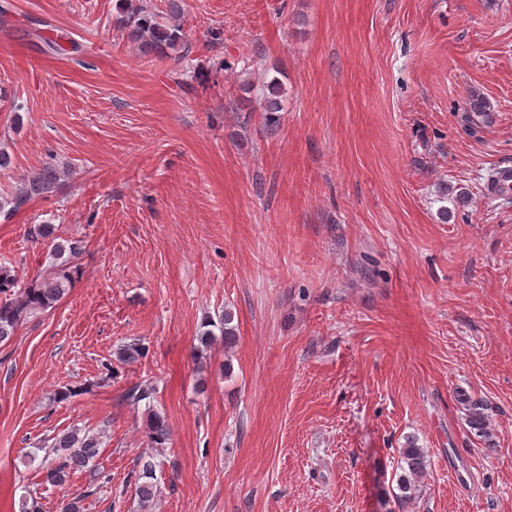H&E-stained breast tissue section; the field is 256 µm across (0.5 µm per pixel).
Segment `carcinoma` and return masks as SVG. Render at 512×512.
I'll return each instance as SVG.
<instances>
[{
  "mask_svg": "<svg viewBox=\"0 0 512 512\" xmlns=\"http://www.w3.org/2000/svg\"><path fill=\"white\" fill-rule=\"evenodd\" d=\"M126 19L123 28L127 30L129 40L140 45L147 54L172 57L179 61L189 53V47L182 38L180 26L177 24H163L156 15L147 12L140 0H124ZM285 93L282 84L277 80L266 85L263 97V111L267 112L268 120L273 121V114L283 109L282 97ZM466 110L481 116L489 117L492 112L491 104L477 91L469 93ZM56 181L55 173L46 170L29 177L17 189L15 196L0 201V212L5 208L15 211L33 198L48 192ZM55 228L51 224H41L37 235L49 241V255L52 266L64 267L72 262L81 252L80 245L72 240L55 236ZM70 280L65 274L58 272L52 275L37 276L31 279L22 289L21 294L15 298L0 301V342L8 341L14 336L18 327L24 324L34 313L54 306L69 290ZM221 336L224 346L235 342L237 326L234 325V313L224 310L219 319ZM153 389L134 385L124 392L122 400L134 408L145 400L151 398ZM169 427L165 419L159 415L154 416L150 428L151 442L159 447L169 440ZM101 448L100 436L83 433L75 428L57 437L51 446L54 457L46 469V481L58 486L64 484L77 471L93 469L92 463L99 456ZM403 474L398 476L397 487L400 491L398 498L402 502H409L418 497L420 479L427 472L428 460L425 450L410 441L407 446L400 449ZM154 467L151 461L137 464L134 480L136 493L141 506L150 507L154 491Z\"/></svg>",
  "mask_w": 512,
  "mask_h": 512,
  "instance_id": "obj_1",
  "label": "carcinoma"
}]
</instances>
